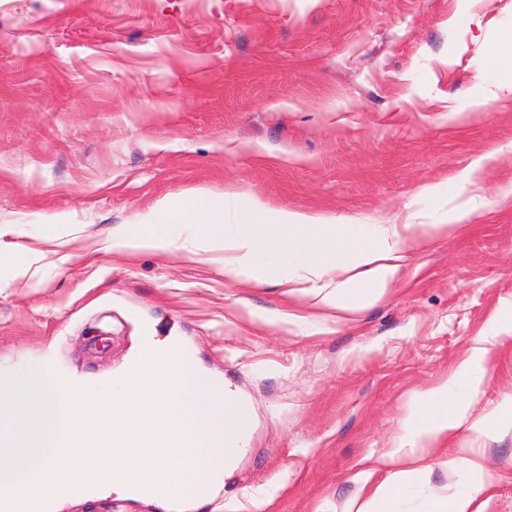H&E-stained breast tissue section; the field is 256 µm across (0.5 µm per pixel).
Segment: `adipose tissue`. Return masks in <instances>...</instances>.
Here are the masks:
<instances>
[{
	"label": "adipose tissue",
	"mask_w": 512,
	"mask_h": 512,
	"mask_svg": "<svg viewBox=\"0 0 512 512\" xmlns=\"http://www.w3.org/2000/svg\"><path fill=\"white\" fill-rule=\"evenodd\" d=\"M192 211L200 235L223 243L226 272L257 283L275 279L292 287L308 274L322 277L341 272V280L310 291L319 303L340 310L370 305L402 271L404 227L400 224H338L224 196L206 199ZM170 214L168 204L159 203L147 221L121 225L112 238L113 247L176 249L168 226ZM511 331L512 309H507L495 317L492 335L478 339L462 361L456 384L434 387L410 408L402 434L381 463L383 478L355 497L347 512H485L483 497L500 475L477 452L449 460V468L464 472L467 481L447 495L432 491L418 497L417 488L426 475L418 461L425 449L455 438L461 430L490 436L512 426V398L491 412L473 413L492 351L500 334ZM403 459L408 467H400Z\"/></svg>",
	"instance_id": "1"
}]
</instances>
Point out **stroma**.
Listing matches in <instances>:
<instances>
[{
    "mask_svg": "<svg viewBox=\"0 0 512 512\" xmlns=\"http://www.w3.org/2000/svg\"><path fill=\"white\" fill-rule=\"evenodd\" d=\"M512 0H0V370L93 385L139 340H181L254 407L226 492L185 512H345L512 307V98L481 75ZM480 165L477 185L463 173ZM226 193L340 224H413L406 273L341 311L224 270V248L116 250L162 201ZM459 214L456 223L448 217ZM445 225L435 234L433 225ZM475 406L512 395L500 338ZM478 449L512 512V429L430 449L424 490ZM59 512H158L103 492Z\"/></svg>",
    "mask_w": 512,
    "mask_h": 512,
    "instance_id": "stroma-1",
    "label": "stroma"
}]
</instances>
